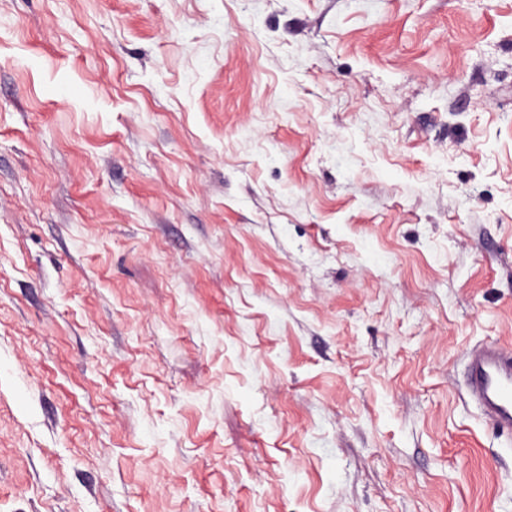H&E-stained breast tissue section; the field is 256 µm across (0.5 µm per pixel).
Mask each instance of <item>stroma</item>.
<instances>
[{
  "mask_svg": "<svg viewBox=\"0 0 512 512\" xmlns=\"http://www.w3.org/2000/svg\"><path fill=\"white\" fill-rule=\"evenodd\" d=\"M512 0H0V512H512ZM468 393L500 435L512 439V348L485 344L465 358Z\"/></svg>",
  "mask_w": 512,
  "mask_h": 512,
  "instance_id": "obj_1",
  "label": "stroma"
}]
</instances>
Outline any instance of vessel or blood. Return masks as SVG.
Here are the masks:
<instances>
[{
  "label": "vessel or blood",
  "mask_w": 512,
  "mask_h": 512,
  "mask_svg": "<svg viewBox=\"0 0 512 512\" xmlns=\"http://www.w3.org/2000/svg\"><path fill=\"white\" fill-rule=\"evenodd\" d=\"M468 393L486 420L512 438V348L485 344L465 358Z\"/></svg>",
  "instance_id": "1"
}]
</instances>
